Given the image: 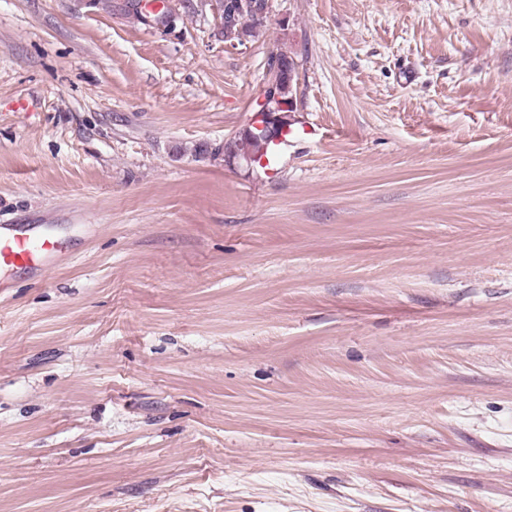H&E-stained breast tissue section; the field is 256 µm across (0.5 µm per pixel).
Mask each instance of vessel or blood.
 <instances>
[{
	"label": "vessel or blood",
	"instance_id": "obj_1",
	"mask_svg": "<svg viewBox=\"0 0 512 512\" xmlns=\"http://www.w3.org/2000/svg\"><path fill=\"white\" fill-rule=\"evenodd\" d=\"M64 254V244L52 235L13 224L0 225V273L15 269L43 271Z\"/></svg>",
	"mask_w": 512,
	"mask_h": 512
}]
</instances>
